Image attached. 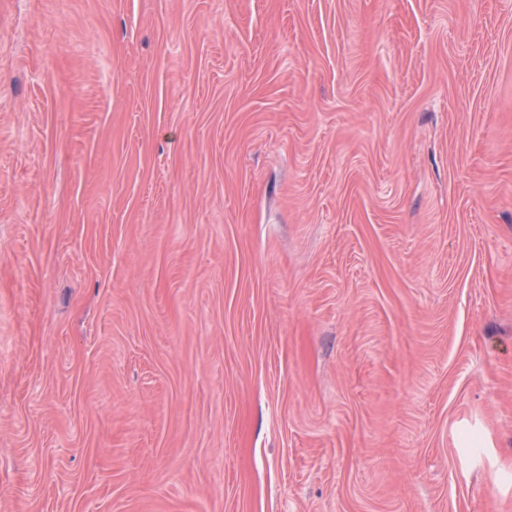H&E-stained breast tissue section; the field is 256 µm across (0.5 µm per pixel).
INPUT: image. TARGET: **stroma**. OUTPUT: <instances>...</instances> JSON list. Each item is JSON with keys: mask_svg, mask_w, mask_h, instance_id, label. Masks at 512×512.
<instances>
[{"mask_svg": "<svg viewBox=\"0 0 512 512\" xmlns=\"http://www.w3.org/2000/svg\"><path fill=\"white\" fill-rule=\"evenodd\" d=\"M0 512H512V0H0Z\"/></svg>", "mask_w": 512, "mask_h": 512, "instance_id": "1", "label": "stroma"}]
</instances>
